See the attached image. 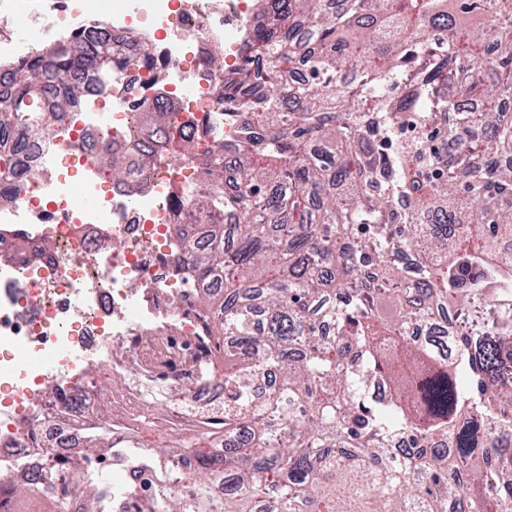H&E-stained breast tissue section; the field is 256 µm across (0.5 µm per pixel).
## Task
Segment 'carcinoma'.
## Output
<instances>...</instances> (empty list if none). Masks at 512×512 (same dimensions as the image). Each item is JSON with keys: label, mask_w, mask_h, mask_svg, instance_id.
Segmentation results:
<instances>
[{"label": "carcinoma", "mask_w": 512, "mask_h": 512, "mask_svg": "<svg viewBox=\"0 0 512 512\" xmlns=\"http://www.w3.org/2000/svg\"><path fill=\"white\" fill-rule=\"evenodd\" d=\"M253 11L224 82L235 136L213 147L219 187L196 195L194 228L172 225L201 285L189 305L212 316L221 370L203 375L224 405L200 445L150 447L158 491L133 512H512V446L485 430L512 435V165L489 159L512 157V0H254ZM129 62L107 31L22 53L0 96V175L66 111L74 74L110 81ZM465 96L480 111H456ZM170 108L144 106L140 130L192 160ZM450 114L470 135L445 159L435 119ZM407 125L423 139L378 150ZM148 160L107 168L132 180ZM217 210L240 218L212 224ZM435 320L448 342L407 338ZM112 422L98 402L86 454L62 466L47 512L75 499L102 512L93 461L112 457ZM400 438L409 447H393ZM175 464L193 495L171 489ZM35 488L0 471V512Z\"/></svg>", "instance_id": "obj_1"}]
</instances>
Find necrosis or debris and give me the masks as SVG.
Wrapping results in <instances>:
<instances>
[{
    "instance_id": "necrosis-or-debris-1",
    "label": "necrosis or debris",
    "mask_w": 512,
    "mask_h": 512,
    "mask_svg": "<svg viewBox=\"0 0 512 512\" xmlns=\"http://www.w3.org/2000/svg\"><path fill=\"white\" fill-rule=\"evenodd\" d=\"M127 0L108 22L90 0H32L28 25L48 29L38 49L87 40L108 30L130 64L102 84L82 78L80 95L33 142L0 198V250L21 246L26 260L0 261V356L13 361L9 392L0 397V469L38 477V493L55 487L42 473L82 451L91 402L62 406L57 389H72L105 358L127 382L126 400L144 402L157 377L188 383L211 338L206 321L186 304V270L170 224H192V201H174L182 184L206 188L200 162L175 163L153 148L139 183L110 178L107 154L133 150L140 106L166 100L198 154L230 141L220 99L225 69L234 68L251 24V0ZM224 57V69L210 59ZM123 354H116L115 345ZM162 347L168 360L131 371L127 358Z\"/></svg>"
}]
</instances>
